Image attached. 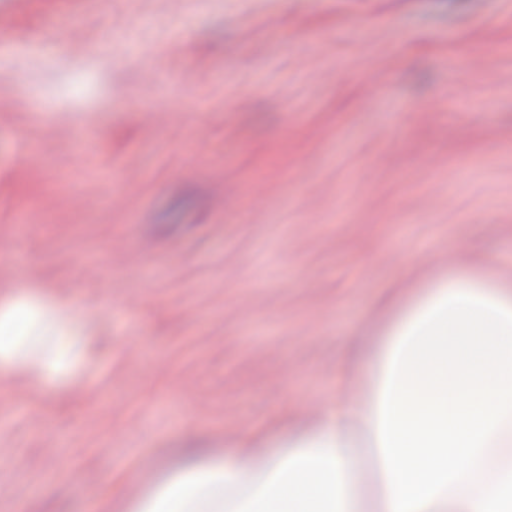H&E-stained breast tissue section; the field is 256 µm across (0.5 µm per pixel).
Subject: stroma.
Returning a JSON list of instances; mask_svg holds the SVG:
<instances>
[{"label": "stroma", "instance_id": "1", "mask_svg": "<svg viewBox=\"0 0 512 512\" xmlns=\"http://www.w3.org/2000/svg\"><path fill=\"white\" fill-rule=\"evenodd\" d=\"M0 40V512L276 452L359 394L346 336L512 285V0H0Z\"/></svg>", "mask_w": 512, "mask_h": 512}]
</instances>
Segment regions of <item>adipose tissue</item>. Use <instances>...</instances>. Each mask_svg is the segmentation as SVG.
Here are the masks:
<instances>
[{
	"label": "adipose tissue",
	"mask_w": 512,
	"mask_h": 512,
	"mask_svg": "<svg viewBox=\"0 0 512 512\" xmlns=\"http://www.w3.org/2000/svg\"><path fill=\"white\" fill-rule=\"evenodd\" d=\"M371 390L325 407L275 453L196 451L142 512H361L351 472L359 429L376 443V512H499L512 463L485 481L488 443L512 418V294L489 280L445 281L403 313L368 355Z\"/></svg>",
	"instance_id": "adipose-tissue-1"
}]
</instances>
